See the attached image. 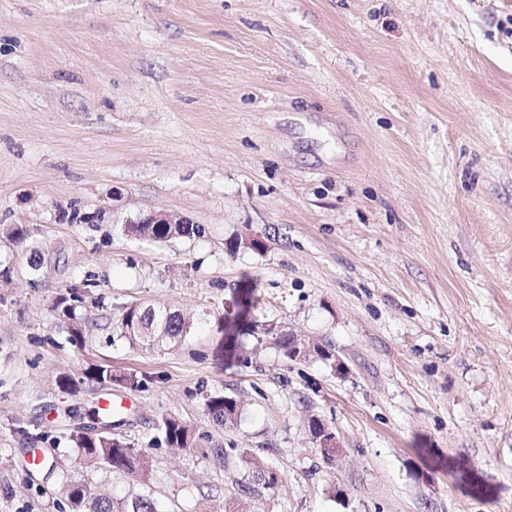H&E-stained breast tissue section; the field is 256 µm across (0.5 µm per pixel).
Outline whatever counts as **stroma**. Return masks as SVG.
<instances>
[{"instance_id":"1","label":"stroma","mask_w":512,"mask_h":512,"mask_svg":"<svg viewBox=\"0 0 512 512\" xmlns=\"http://www.w3.org/2000/svg\"><path fill=\"white\" fill-rule=\"evenodd\" d=\"M160 210L203 237L126 233ZM143 303L193 333L121 337ZM248 319L347 374L229 341ZM101 358L138 380L111 432L147 472L70 439L101 428ZM253 458L278 482L243 498ZM74 479L159 512H512V0H0V512H69ZM207 412L218 424L233 423L240 416L238 401L224 394L209 395L205 399ZM308 429L315 444V448H317L323 458L328 456L338 461L343 456L344 448L339 438L319 418H310L308 420ZM164 441L175 448H190L191 429L189 425L174 418L165 419L161 424ZM71 437L78 454L98 467L138 473L147 466L145 452L131 448L122 438L112 433L88 434L77 429Z\"/></svg>"}]
</instances>
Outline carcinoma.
I'll return each instance as SVG.
<instances>
[{
    "instance_id": "obj_1",
    "label": "carcinoma",
    "mask_w": 512,
    "mask_h": 512,
    "mask_svg": "<svg viewBox=\"0 0 512 512\" xmlns=\"http://www.w3.org/2000/svg\"><path fill=\"white\" fill-rule=\"evenodd\" d=\"M126 232L138 237L163 242L176 237H194L202 234L197 224H129ZM166 306L140 308L131 306L122 316L120 335L125 339L140 343L150 349L162 348L170 343L185 339L191 334L192 323L183 313L168 310V315L159 318ZM68 341L78 350L86 347L85 328L77 322L68 329ZM85 379L101 389H110L112 385H124L134 382L132 377L118 374L108 361L92 362L84 371ZM206 411L213 420L221 425L233 423L240 416L238 401L224 394L209 395L205 399ZM164 441L175 448H188L191 445V429L181 420L168 418L161 424ZM72 441L78 454L93 464L109 470L138 473L147 466L145 452L129 446L122 438L107 434H88L80 429L72 434ZM253 464V482L239 488L240 493L250 494L257 485L272 488L276 477L269 475L258 459ZM64 493L70 504L71 512H157L155 502L146 496L114 505V502L96 495L83 481H71L66 484Z\"/></svg>"
}]
</instances>
